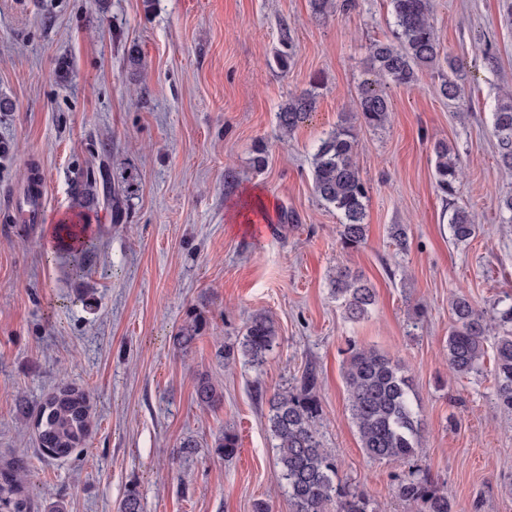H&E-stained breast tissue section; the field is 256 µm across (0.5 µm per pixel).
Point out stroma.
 Masks as SVG:
<instances>
[{
    "instance_id": "35a3bbf8",
    "label": "stroma",
    "mask_w": 512,
    "mask_h": 512,
    "mask_svg": "<svg viewBox=\"0 0 512 512\" xmlns=\"http://www.w3.org/2000/svg\"><path fill=\"white\" fill-rule=\"evenodd\" d=\"M444 55L468 73L464 97L440 93L447 64L411 87L385 85L389 122L353 115L373 43L394 37L389 0H355L322 18L310 0H0V465L26 455L33 512H120L129 486L142 512H291L268 427V399L308 367L320 376V436L343 484L377 512H419L399 497L409 474L445 485L454 512H512V412L484 372L448 370L450 303L466 291L491 309L512 294V223L501 201L512 170L497 157L492 114L512 95V0H432ZM289 36L290 62L273 56ZM316 108L290 136L276 114L299 92ZM351 118L368 191L366 239L346 247L340 215L313 187L322 138ZM453 147L458 194L437 188L433 146ZM100 170L117 205L80 208L74 185ZM48 221H4L31 172ZM479 227L454 243L451 208ZM86 211L95 249H63L51 227ZM410 228L407 250L391 225ZM376 293L369 317L345 319L331 294L338 266ZM205 326L187 351L175 338ZM266 315L277 342L262 367L219 351ZM408 368L421 449L369 458L347 410L351 345ZM206 376L222 395L199 405ZM92 396L94 429L67 459L43 457L18 399L62 382ZM238 452L216 450L224 431ZM193 440L192 454L180 451Z\"/></svg>"
}]
</instances>
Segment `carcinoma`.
Segmentation results:
<instances>
[{
	"mask_svg": "<svg viewBox=\"0 0 512 512\" xmlns=\"http://www.w3.org/2000/svg\"><path fill=\"white\" fill-rule=\"evenodd\" d=\"M396 26L394 40L377 41L371 48V77L358 87L355 109L365 125L384 126L391 106L382 90L385 82L411 86L419 73L433 67L440 58L441 44L431 18V0H389ZM448 79L440 93L456 99L464 93L466 74L448 59ZM314 92L305 91L288 99L277 113L280 132L292 134L315 110ZM500 163L512 169V99L493 112ZM358 139L353 127L338 125L323 139L315 154L314 190L328 207L341 215L343 243L355 247L366 232L367 189L355 162ZM435 174L439 189L448 196L457 192L461 180L458 158L448 144L438 142ZM75 196L86 206L99 198L95 175L86 174L75 186ZM448 224L457 244L476 234L472 214L460 207L451 210ZM336 300L345 318L359 322L375 304V291L362 275L339 267L330 278ZM452 326L448 333L447 359L452 375L479 374L486 356H491L498 404L512 410V304L502 309L477 308L464 292L451 302ZM492 350H487L489 337ZM276 342L273 322L264 315L252 318L246 333L236 345L223 351L224 360L240 356L252 367L262 366ZM343 379L348 412L361 448L374 460L399 463L420 449L421 419L411 378L401 363L375 347L352 348L344 367ZM318 377L307 369L295 385L275 392L268 400V423L278 449L281 478L288 489L291 512H373L370 499L354 491L338 478V463L320 440ZM196 398L203 405L220 401L215 386L206 377L198 380ZM36 432L40 452L52 459H67L84 446L93 428L91 397L84 388L63 383L41 401L22 405ZM218 451L232 456L238 450L236 435L225 432L218 439ZM32 470L17 460L0 467V512H31ZM399 495L421 504L420 512H453L448 490L423 473L402 482Z\"/></svg>",
	"mask_w": 512,
	"mask_h": 512,
	"instance_id": "carcinoma-1",
	"label": "carcinoma"
}]
</instances>
